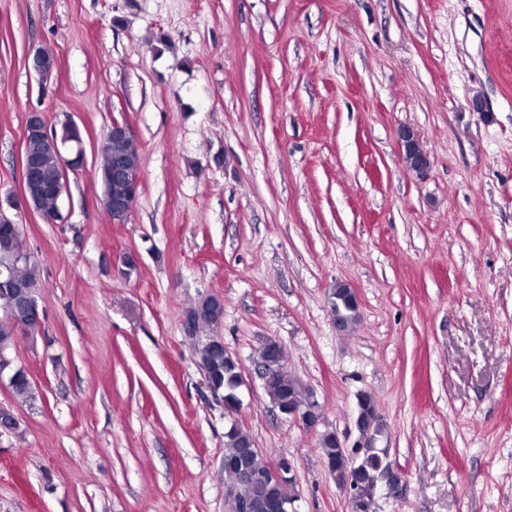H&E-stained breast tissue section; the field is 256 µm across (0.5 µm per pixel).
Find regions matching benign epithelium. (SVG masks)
Returning a JSON list of instances; mask_svg holds the SVG:
<instances>
[{"instance_id":"obj_1","label":"benign epithelium","mask_w":512,"mask_h":512,"mask_svg":"<svg viewBox=\"0 0 512 512\" xmlns=\"http://www.w3.org/2000/svg\"><path fill=\"white\" fill-rule=\"evenodd\" d=\"M27 66L40 77L52 76L59 69V60L57 56L46 55L37 49L28 55ZM45 122V115L41 111L37 109L27 111L24 118L23 135L44 132L43 123ZM61 130L62 134H55L47 138L48 151L55 154L58 159L57 168L46 173L28 154H22V184L19 196L15 200H8L9 206L15 207L20 204L27 211L36 213L46 224L58 223L61 220V213L58 209L53 213L44 212L40 207L41 199L48 195L58 200L61 199L65 188L67 169L78 165L83 156L82 132L77 123L66 119L61 123ZM107 135L117 143H124L135 138L130 125L118 121L112 123ZM397 140L403 155L410 156V171L420 177L426 176L431 162L427 153L422 149L414 130L409 127L399 128ZM103 180L107 183L120 182L124 186L122 196H108L104 199L105 207L112 211V221L116 224H123L131 215L140 196L142 187L140 167L131 166L127 154L118 151L112 155V163L108 171L104 173ZM23 308L28 324L35 326L41 324L42 311L34 290L31 289L24 295ZM279 411L306 430L316 429L321 420L320 406L311 396L302 404L287 403L279 407ZM360 423L361 419L355 420L358 437L350 447L346 448L342 443H337V446L343 449L354 466L359 464L360 460L370 452V449L377 447L372 434L362 430ZM291 472L290 463L284 461L272 463L261 471H255L254 475L261 479L275 480L285 484L292 480Z\"/></svg>"}]
</instances>
